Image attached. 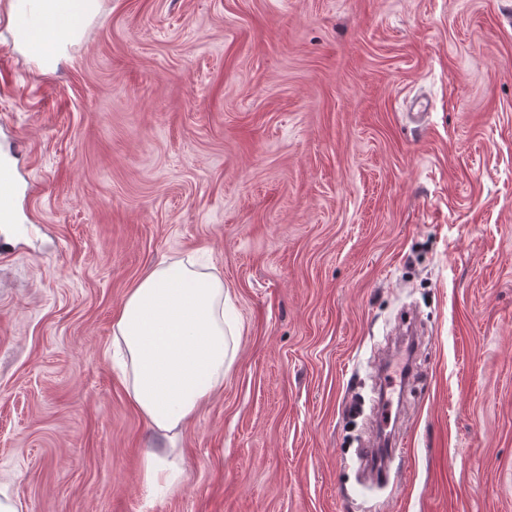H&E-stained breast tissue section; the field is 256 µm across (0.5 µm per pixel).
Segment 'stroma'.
Here are the masks:
<instances>
[{
	"label": "stroma",
	"mask_w": 512,
	"mask_h": 512,
	"mask_svg": "<svg viewBox=\"0 0 512 512\" xmlns=\"http://www.w3.org/2000/svg\"><path fill=\"white\" fill-rule=\"evenodd\" d=\"M0 0V495L22 512H512V0H100L54 70ZM208 257L241 321L160 437L107 355L129 291ZM404 454L350 406L393 335ZM183 470L148 496L143 460ZM17 189L6 168L1 169L0 214H10L15 209ZM401 318L406 326V331L401 336H395L390 344L391 351H405L412 353L414 358L419 347V320L417 314L411 309H404L401 312Z\"/></svg>",
	"instance_id": "stroma-1"
}]
</instances>
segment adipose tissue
Returning <instances> with one entry per match:
<instances>
[{"instance_id": "adipose-tissue-1", "label": "adipose tissue", "mask_w": 512, "mask_h": 512, "mask_svg": "<svg viewBox=\"0 0 512 512\" xmlns=\"http://www.w3.org/2000/svg\"><path fill=\"white\" fill-rule=\"evenodd\" d=\"M240 324L224 277L181 261L158 265L130 290L113 324L122 353L123 384L137 411L166 440L223 384L236 357ZM178 465L159 452L143 463L144 487L166 494Z\"/></svg>"}]
</instances>
